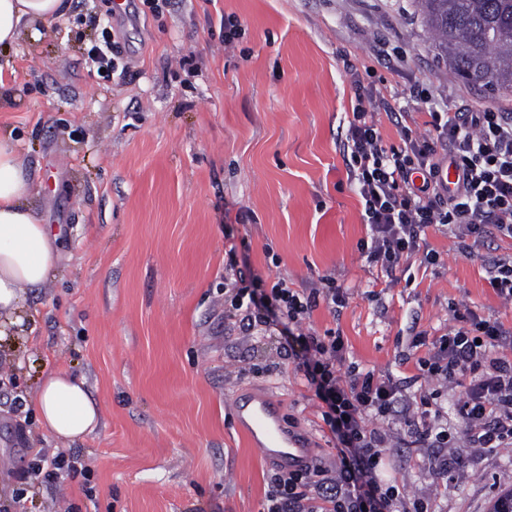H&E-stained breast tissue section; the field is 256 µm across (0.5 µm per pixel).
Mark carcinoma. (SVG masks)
Wrapping results in <instances>:
<instances>
[{
    "mask_svg": "<svg viewBox=\"0 0 512 512\" xmlns=\"http://www.w3.org/2000/svg\"><path fill=\"white\" fill-rule=\"evenodd\" d=\"M450 74L475 89L512 93V0H415Z\"/></svg>",
    "mask_w": 512,
    "mask_h": 512,
    "instance_id": "cac0c4a2",
    "label": "carcinoma"
}]
</instances>
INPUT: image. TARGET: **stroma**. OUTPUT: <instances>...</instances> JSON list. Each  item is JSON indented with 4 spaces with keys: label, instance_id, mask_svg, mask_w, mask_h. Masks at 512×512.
I'll return each instance as SVG.
<instances>
[{
    "label": "stroma",
    "instance_id": "1",
    "mask_svg": "<svg viewBox=\"0 0 512 512\" xmlns=\"http://www.w3.org/2000/svg\"><path fill=\"white\" fill-rule=\"evenodd\" d=\"M107 24L131 64L119 82L87 61ZM384 44L408 63L390 68ZM356 78L401 97L424 82L474 112L512 108L511 94L449 77L413 0H167L156 13L130 0L124 17L112 0H71L50 29L0 51V132L63 251L58 277L29 294L23 331L0 338V496L26 488L44 448L79 453L91 475L26 489L25 512L61 499L76 512H261L275 469L236 425L241 390L279 397L289 428L332 460L280 338L224 315L239 269L267 287L316 288L326 275L347 287L339 315L321 305L310 322L339 332L359 370L396 372L411 332L440 336L456 309L512 326L485 268L512 255L510 239L473 260L429 231L437 264L417 256L409 286L374 285L342 150ZM58 370L84 378L101 407L99 428L71 444L11 405ZM457 453L441 512H488L512 489V447ZM430 454L393 450L407 497L437 487Z\"/></svg>",
    "mask_w": 512,
    "mask_h": 512
}]
</instances>
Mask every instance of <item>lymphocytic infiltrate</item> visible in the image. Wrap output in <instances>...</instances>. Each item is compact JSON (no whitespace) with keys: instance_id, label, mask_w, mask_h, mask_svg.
<instances>
[{"instance_id":"1","label":"lymphocytic infiltrate","mask_w":512,"mask_h":512,"mask_svg":"<svg viewBox=\"0 0 512 512\" xmlns=\"http://www.w3.org/2000/svg\"><path fill=\"white\" fill-rule=\"evenodd\" d=\"M410 98L414 111L427 117V133L401 126L403 144L396 147L385 143L377 120L382 112L394 115V108L376 88L357 84L343 144L347 181L364 205L368 228L361 254L369 267L389 276L416 255L435 261L432 229L450 227L472 259L480 258L488 238L512 239V112H473L462 96L438 98L420 85ZM446 165L457 176L451 188L440 178ZM346 298L327 277L321 287L302 291L283 278L261 292L243 281L230 298L229 316L282 336L336 444L334 465L274 473L263 512H437L432 501H409L397 479L385 478L391 450L401 441L431 449V466L447 475L453 465L443 407L448 386L464 389L455 415L470 447H512V328L467 309L455 312V326L434 340L416 333L412 353L399 366L438 386L409 398L393 375H342L343 337L305 327L319 304L336 310ZM33 454V485H57L89 471L79 457L62 451L50 456L37 448Z\"/></svg>"}]
</instances>
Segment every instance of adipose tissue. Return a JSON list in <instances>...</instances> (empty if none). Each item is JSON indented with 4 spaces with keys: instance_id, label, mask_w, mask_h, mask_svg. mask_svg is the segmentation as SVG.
<instances>
[{
    "instance_id": "obj_1",
    "label": "adipose tissue",
    "mask_w": 512,
    "mask_h": 512,
    "mask_svg": "<svg viewBox=\"0 0 512 512\" xmlns=\"http://www.w3.org/2000/svg\"><path fill=\"white\" fill-rule=\"evenodd\" d=\"M67 0H0V48L18 43L24 32L50 28L67 12ZM36 186L11 136L0 133V337L18 333L19 313L29 292L54 278L62 245L34 203ZM30 404L50 435L76 441L95 431L97 403L81 379L67 372L47 378Z\"/></svg>"
}]
</instances>
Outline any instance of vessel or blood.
I'll return each instance as SVG.
<instances>
[{"mask_svg": "<svg viewBox=\"0 0 512 512\" xmlns=\"http://www.w3.org/2000/svg\"><path fill=\"white\" fill-rule=\"evenodd\" d=\"M232 406L239 429L262 459L276 462L283 470L313 467L307 436L289 430L278 400L251 394L234 398Z\"/></svg>", "mask_w": 512, "mask_h": 512, "instance_id": "vessel-or-blood-1", "label": "vessel or blood"}]
</instances>
